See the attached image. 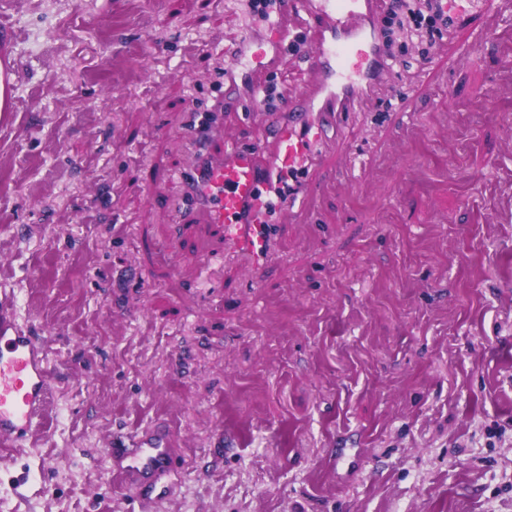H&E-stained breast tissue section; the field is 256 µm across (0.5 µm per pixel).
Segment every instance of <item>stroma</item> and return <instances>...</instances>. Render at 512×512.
Masks as SVG:
<instances>
[{"mask_svg": "<svg viewBox=\"0 0 512 512\" xmlns=\"http://www.w3.org/2000/svg\"><path fill=\"white\" fill-rule=\"evenodd\" d=\"M243 0H0V291L49 342L50 399L0 452V512H512V12L444 29L327 128L261 278L183 221L187 110L219 106ZM474 42L461 57L457 46ZM393 108H386V101ZM177 451L141 495L113 451Z\"/></svg>", "mask_w": 512, "mask_h": 512, "instance_id": "obj_1", "label": "stroma"}]
</instances>
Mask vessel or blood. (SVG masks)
<instances>
[{
    "label": "vessel or blood",
    "instance_id": "1",
    "mask_svg": "<svg viewBox=\"0 0 512 512\" xmlns=\"http://www.w3.org/2000/svg\"><path fill=\"white\" fill-rule=\"evenodd\" d=\"M439 4L451 10L458 23L481 31L489 19L512 7V0H439ZM388 6V0H278L273 14L251 26L230 51L223 97L235 104L241 89L251 86L253 70H271L288 46L298 42L289 21L297 8H304L316 26V39L307 44L305 56L312 80L297 95L294 114L275 125V150L266 162L257 160L259 147L233 140L226 142L223 157H211L204 141L220 128L190 114V124L203 125L204 130L194 140V160L182 174L189 188L187 204L203 209L210 223L223 227L228 253L245 258L253 273L261 272L276 237L267 212V175L295 171L294 191L286 201L296 203L306 191L310 173L324 162L325 129L387 87L391 70L380 44L381 19ZM49 389L44 340L0 305L1 446L29 437ZM137 445L124 478L139 488L153 487L170 469L169 435L160 429L139 436Z\"/></svg>",
    "mask_w": 512,
    "mask_h": 512
}]
</instances>
